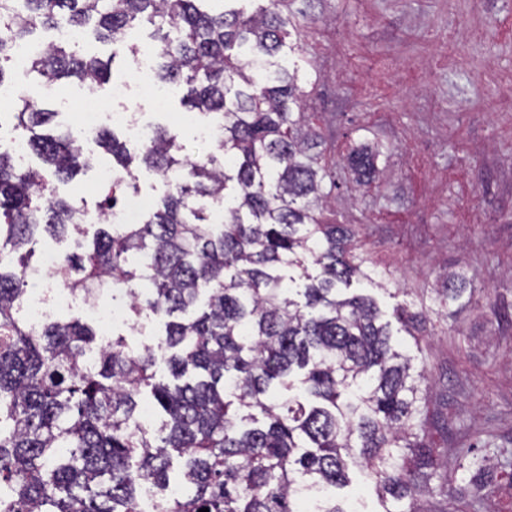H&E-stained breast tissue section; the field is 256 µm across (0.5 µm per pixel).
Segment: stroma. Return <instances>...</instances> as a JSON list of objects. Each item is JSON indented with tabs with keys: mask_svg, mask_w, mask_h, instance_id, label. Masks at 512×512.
<instances>
[{
	"mask_svg": "<svg viewBox=\"0 0 512 512\" xmlns=\"http://www.w3.org/2000/svg\"><path fill=\"white\" fill-rule=\"evenodd\" d=\"M312 22L292 35L304 110L328 159L379 148L380 183L335 190L328 218L353 222L385 289L356 281L386 320L416 313L395 341L432 389L431 447L512 449V0H294ZM129 101L115 112L176 128L190 156L211 151L195 112L157 109L135 59L116 48ZM470 288L447 302L445 272Z\"/></svg>",
	"mask_w": 512,
	"mask_h": 512,
	"instance_id": "35a3bbf8",
	"label": "stroma"
}]
</instances>
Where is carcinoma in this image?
Returning a JSON list of instances; mask_svg holds the SVG:
<instances>
[{"label": "carcinoma", "mask_w": 512, "mask_h": 512, "mask_svg": "<svg viewBox=\"0 0 512 512\" xmlns=\"http://www.w3.org/2000/svg\"><path fill=\"white\" fill-rule=\"evenodd\" d=\"M206 0H0V61L19 43L41 49L27 66L50 85L98 94L112 58L69 51L42 38L61 25L126 42L152 29L160 59L154 83L215 120L213 151L190 158L178 135L158 128L137 155L115 132L93 135L112 154L116 180L99 211L115 209L139 160L167 192L141 224H100L92 248L63 253L56 277L75 294L107 286L136 319L161 330L141 349L122 335L105 342L78 319L32 327L20 314L29 249L40 231L85 234L65 183L92 165L57 112L21 95L5 115L43 163L22 167L0 151V512H141L143 486L157 512H351L336 490L357 469L384 512H490L489 460L428 445V403L411 358L364 295L338 285L374 280L348 224L322 214L339 169L358 185L374 155L328 162L303 110L306 94L286 42L303 11L285 0L247 14ZM224 201L220 224L204 201ZM466 283L446 277L443 297ZM149 391L159 426L141 424Z\"/></svg>", "instance_id": "1"}]
</instances>
